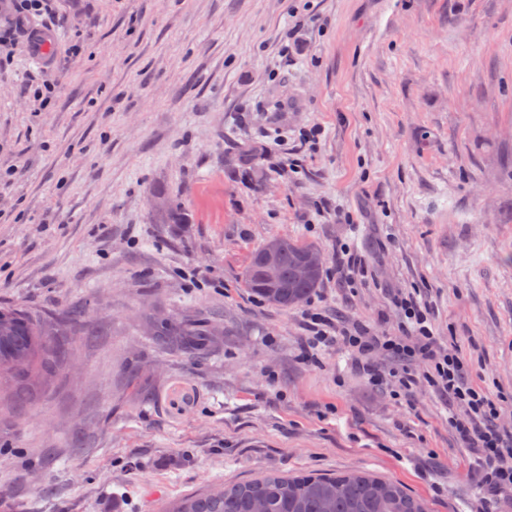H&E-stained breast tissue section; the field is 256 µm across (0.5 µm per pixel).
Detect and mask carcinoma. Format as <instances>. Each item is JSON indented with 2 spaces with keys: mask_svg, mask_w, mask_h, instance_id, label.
<instances>
[{
  "mask_svg": "<svg viewBox=\"0 0 512 512\" xmlns=\"http://www.w3.org/2000/svg\"><path fill=\"white\" fill-rule=\"evenodd\" d=\"M155 210L164 224L184 223V212L167 195H159ZM274 251L279 283L271 288L261 278V255ZM317 248L288 237L275 236L253 255L244 280L249 290L266 303L293 308L302 303L322 280L323 268L306 265L304 258ZM73 317L55 319L0 304V414H15L50 389L59 367L75 343ZM155 335L171 347L201 354L206 343L188 321L160 323ZM429 512L428 505L399 483L355 471L334 475L283 474L267 471L258 477L206 489L171 503L165 512Z\"/></svg>",
  "mask_w": 512,
  "mask_h": 512,
  "instance_id": "cac0c4a2",
  "label": "carcinoma"
}]
</instances>
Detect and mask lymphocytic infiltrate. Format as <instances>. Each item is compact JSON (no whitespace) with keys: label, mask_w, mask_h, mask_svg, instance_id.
Here are the masks:
<instances>
[{"label":"lymphocytic infiltrate","mask_w":512,"mask_h":512,"mask_svg":"<svg viewBox=\"0 0 512 512\" xmlns=\"http://www.w3.org/2000/svg\"><path fill=\"white\" fill-rule=\"evenodd\" d=\"M399 304L405 316L399 336L354 327L340 331L324 312L310 311L305 318L307 348L315 350L342 335L366 375L377 381L392 378L401 391L410 390L417 378L413 365L425 362L424 378L448 402V423L472 456L482 491L478 512H498L500 502L512 495V424L502 423L498 403L473 384L463 359L441 345L426 304L408 297L400 298Z\"/></svg>","instance_id":"obj_1"}]
</instances>
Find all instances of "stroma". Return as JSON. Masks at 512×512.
Listing matches in <instances>:
<instances>
[{
  "mask_svg": "<svg viewBox=\"0 0 512 512\" xmlns=\"http://www.w3.org/2000/svg\"><path fill=\"white\" fill-rule=\"evenodd\" d=\"M51 64L0 73V303L82 308L70 360L0 419V512H161L263 471L366 470L476 512L426 382L304 357L303 308L244 285L285 236L325 256L307 304L397 332L392 291L512 423V0H57ZM58 85L29 106L33 74ZM165 191L188 217L159 224ZM371 278L344 287L340 251ZM218 329L172 350L145 313Z\"/></svg>",
  "mask_w": 512,
  "mask_h": 512,
  "instance_id": "stroma-1",
  "label": "stroma"
}]
</instances>
